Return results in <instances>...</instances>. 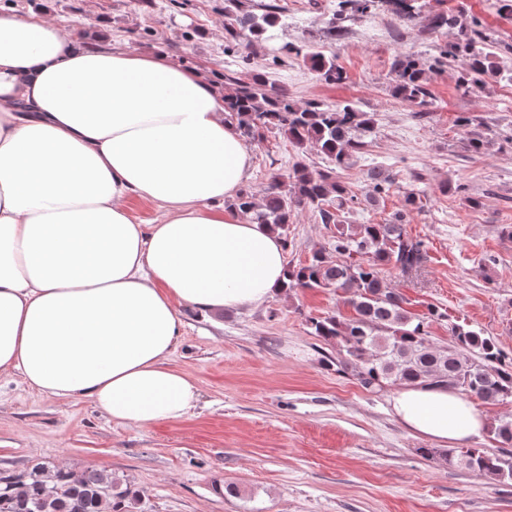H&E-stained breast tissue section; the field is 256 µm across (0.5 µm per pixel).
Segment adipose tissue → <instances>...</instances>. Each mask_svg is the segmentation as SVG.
Masks as SVG:
<instances>
[{"label":"adipose tissue","instance_id":"adipose-tissue-1","mask_svg":"<svg viewBox=\"0 0 512 512\" xmlns=\"http://www.w3.org/2000/svg\"><path fill=\"white\" fill-rule=\"evenodd\" d=\"M250 160L195 70L0 11V374L117 424L194 409L196 384L167 364L178 305L258 307L286 280L279 234L224 208ZM131 198L161 221L134 223ZM391 406L440 444L487 427L445 386L399 388Z\"/></svg>","mask_w":512,"mask_h":512}]
</instances>
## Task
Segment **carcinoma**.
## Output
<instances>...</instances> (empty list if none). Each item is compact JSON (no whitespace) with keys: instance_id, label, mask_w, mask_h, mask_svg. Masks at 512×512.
<instances>
[{"instance_id":"cac0c4a2","label":"carcinoma","mask_w":512,"mask_h":512,"mask_svg":"<svg viewBox=\"0 0 512 512\" xmlns=\"http://www.w3.org/2000/svg\"><path fill=\"white\" fill-rule=\"evenodd\" d=\"M381 0H338L336 14L368 15ZM238 0H227L225 14L231 16L228 32L248 41L269 38L277 25L275 7L262 5V13L238 12ZM437 28L458 29L456 38L440 48L431 62L409 56L394 61L396 95L422 106L429 98L425 74L452 58L464 57L467 67L459 83L466 88H481L498 77L499 43L479 30V22L464 23L453 13L434 16ZM325 81L345 79L336 55L322 51L292 48ZM230 91L224 94L227 120L239 134L259 138L276 130L299 147L313 145L333 163L329 170H312L299 163L292 173L272 176L266 191L257 195L239 190L227 203L258 224L284 231L294 215L303 208L314 209L322 223L336 225L332 249L336 257L323 251L313 253L309 261L288 267L285 289L333 288L347 294L352 316L335 315L311 320L313 335L340 347V367L354 372L367 390L385 387L446 384L485 404L512 401V358L498 348L494 340L469 328L452 326L454 341L445 348L430 340L429 321L441 317L437 309L417 318L406 308V299L389 287L381 270L390 266L403 275L418 271L426 251L423 242L404 231V212L416 203V195L405 197L404 211L389 224H338L336 212L354 203V196L336 178L342 169L361 153L374 134L372 119L352 104L326 105L296 103L276 89L266 75L249 70L227 78ZM368 194L380 195L389 188V179L378 169L368 173ZM494 440L504 451L490 454L483 448L448 449L439 455L448 464L463 463L500 482H512V417L505 416L492 426ZM139 496L122 488L111 473L96 469L77 475L59 468L36 466L29 473L0 477V512H134Z\"/></svg>"}]
</instances>
